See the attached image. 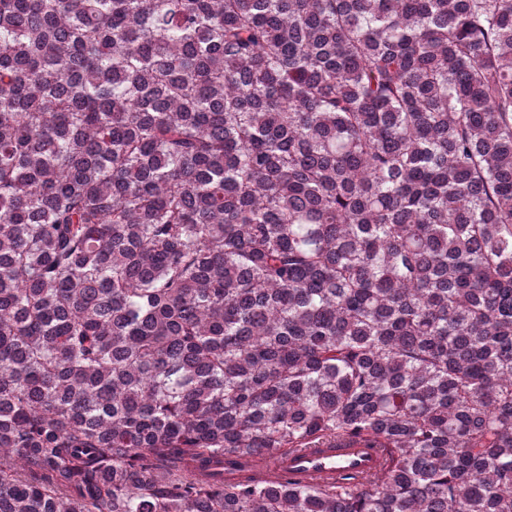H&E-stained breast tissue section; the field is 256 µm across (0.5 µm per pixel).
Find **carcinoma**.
Here are the masks:
<instances>
[{
  "label": "carcinoma",
  "mask_w": 512,
  "mask_h": 512,
  "mask_svg": "<svg viewBox=\"0 0 512 512\" xmlns=\"http://www.w3.org/2000/svg\"><path fill=\"white\" fill-rule=\"evenodd\" d=\"M0 512H512V0H0ZM264 471L285 473L303 482L320 478H336L339 473L373 474L381 468L377 448H367L362 441L351 442L343 448H312L307 451L255 459Z\"/></svg>",
  "instance_id": "obj_1"
}]
</instances>
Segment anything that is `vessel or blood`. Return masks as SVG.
Returning <instances> with one entry per match:
<instances>
[{
    "label": "vessel or blood",
    "mask_w": 512,
    "mask_h": 512,
    "mask_svg": "<svg viewBox=\"0 0 512 512\" xmlns=\"http://www.w3.org/2000/svg\"><path fill=\"white\" fill-rule=\"evenodd\" d=\"M260 469L284 473L295 479L312 482L333 478L345 472L373 474L381 468L378 449L364 442H351L341 448H313L307 451L276 455L259 460Z\"/></svg>",
    "instance_id": "obj_1"
}]
</instances>
